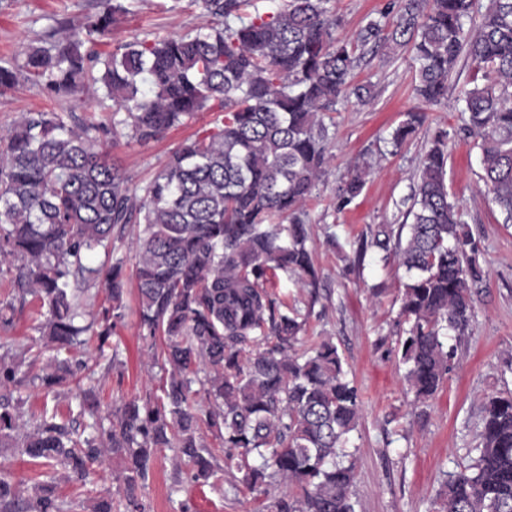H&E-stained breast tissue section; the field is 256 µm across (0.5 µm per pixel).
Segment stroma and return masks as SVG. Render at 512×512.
<instances>
[{
	"label": "stroma",
	"instance_id": "stroma-1",
	"mask_svg": "<svg viewBox=\"0 0 512 512\" xmlns=\"http://www.w3.org/2000/svg\"><path fill=\"white\" fill-rule=\"evenodd\" d=\"M98 0H0V61L18 54L21 46L45 45L49 36H63L93 15ZM130 12L120 17L105 42L114 45L132 36L184 33L203 21L199 0H127ZM390 0H334L340 21L338 38L352 41L370 18L384 12ZM473 76L470 63L459 60L448 77L449 104L426 106L412 94L414 70L408 49L364 56L355 70L357 83L370 87L368 104H349L333 113V158L317 195L305 209L310 244L314 249L320 288L310 302L294 277L277 273L268 290L296 302L307 320L304 344L332 337L347 363L363 403L348 448L356 462L354 492L362 512H437L438 495L450 472L465 465L479 441L482 407L490 396L512 392V223H504L481 176L480 151L464 130L467 116L453 101ZM77 110L81 116L109 121L111 101L89 92L84 104L50 101L41 86L28 81L0 95V131L23 112L43 109ZM426 109L429 120L400 150L388 138L407 111ZM191 123L168 131L157 141L130 144L114 150L131 186L152 179L168 155L198 130ZM448 132L446 183L449 196L462 208L476 239L484 277L472 289L475 317L464 334H450L458 364L442 390L424 403L414 401L404 380L398 342L404 323L399 289L406 272L397 257L383 259L380 250L361 248L371 228L405 223L422 157L436 129ZM369 154L372 169L365 187L345 209H338L335 192L350 166ZM336 227L327 240L322 227ZM127 310L112 341L118 344L121 370L101 374L98 385L105 412L122 401L158 392L162 373L154 365L151 344L138 325V293L128 283ZM173 449L158 454L140 497L146 512H268L273 496L244 488L237 472H223L216 486L190 480L175 483ZM123 469L114 461L96 475L91 488L66 480L58 493L69 512H85L89 492H118Z\"/></svg>",
	"mask_w": 512,
	"mask_h": 512
}]
</instances>
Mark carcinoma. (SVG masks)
I'll use <instances>...</instances> for the list:
<instances>
[{
  "label": "carcinoma",
  "mask_w": 512,
  "mask_h": 512,
  "mask_svg": "<svg viewBox=\"0 0 512 512\" xmlns=\"http://www.w3.org/2000/svg\"><path fill=\"white\" fill-rule=\"evenodd\" d=\"M201 0L204 23L167 38H134L110 52L95 49L124 0L69 28L64 41L30 45L22 59L0 63V94L36 78L48 98L83 100L98 84L112 100V123L74 112L21 114L0 135V272L16 270L12 297L0 300V331L13 324L15 303L32 297L46 308L35 344L56 351L39 374L21 370L0 336V448L46 467L23 490L0 475V512H67L57 495V469L86 486L108 458H121L123 497L96 498L88 512H143L140 489L156 454L176 451V478L207 485L227 469L253 491L286 492L275 512H358L349 434L360 418L358 391L329 338L295 348L304 331L264 289L271 271L318 285L304 205L329 163L325 116L371 98L354 82L365 49L409 48L417 64V98H448V76L460 57L481 78L462 90L461 111L481 153L482 180L503 221L512 223V0H488L476 28V0H397L371 19L356 42L336 38L332 0ZM211 119L179 145L144 185L129 177L105 147L148 142L178 124ZM409 111L391 134L399 149L426 122ZM445 134L424 153L412 223L377 228L372 244L396 256L408 274L400 288L407 324L399 343L405 378L417 402L442 387L457 355L445 344L475 317L471 285L482 277L477 247L450 200ZM370 169L355 164L338 188L339 206L360 195ZM142 336L161 338L160 393L132 397L106 416L94 387L82 391L78 430L57 414L34 412L21 422L23 388L52 390L93 382L97 368L118 361L110 339L125 320L127 275L108 263L127 228ZM407 237H402L403 229ZM102 253L105 262L91 258ZM101 282L108 305L81 325V296ZM97 339L99 358L72 351ZM112 347L106 365L105 348ZM197 382L207 404L193 397ZM228 451L219 465L203 429ZM472 463L450 474L438 512H512V392L483 405Z\"/></svg>",
  "instance_id": "cac0c4a2"
}]
</instances>
